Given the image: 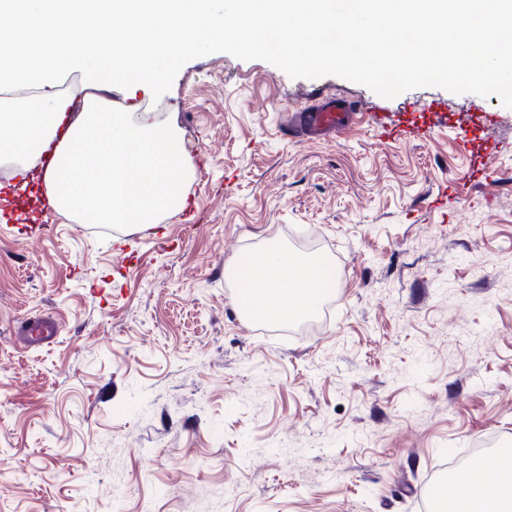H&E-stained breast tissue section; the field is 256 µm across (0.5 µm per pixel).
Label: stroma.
I'll use <instances>...</instances> for the list:
<instances>
[{"label": "stroma", "instance_id": "stroma-1", "mask_svg": "<svg viewBox=\"0 0 512 512\" xmlns=\"http://www.w3.org/2000/svg\"><path fill=\"white\" fill-rule=\"evenodd\" d=\"M322 94L429 131L284 135ZM112 97L177 126L184 202L77 224L18 211L0 165V512H421L446 463L512 441V96L202 39ZM484 112L490 153L455 122ZM307 243L327 313L248 326L230 264ZM47 314L54 343L20 345Z\"/></svg>", "mask_w": 512, "mask_h": 512}]
</instances>
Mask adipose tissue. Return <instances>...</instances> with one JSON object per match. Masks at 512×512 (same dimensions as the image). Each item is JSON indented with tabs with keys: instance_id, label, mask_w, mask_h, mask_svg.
I'll return each mask as SVG.
<instances>
[{
	"instance_id": "obj_1",
	"label": "adipose tissue",
	"mask_w": 512,
	"mask_h": 512,
	"mask_svg": "<svg viewBox=\"0 0 512 512\" xmlns=\"http://www.w3.org/2000/svg\"><path fill=\"white\" fill-rule=\"evenodd\" d=\"M479 24L466 15L448 17V0H388L378 15L354 0L341 15L336 0H237L232 22L216 14L211 0H0V30L29 37L25 54L13 55L0 41V89L26 88L24 105L0 101V159L32 168L46 159L43 181L52 207L81 224L148 223L155 214L181 204L187 163L178 130L166 120L148 122L130 107L102 99L96 84L83 83L61 94L73 64L90 65L107 85H150L162 65L194 47L198 39L235 38L241 45L266 43L290 28L311 33L293 60L306 66L352 58L370 67L361 43L336 46L325 34L339 25L362 32L381 24L392 44L394 65L409 77L467 71L471 81L502 86L512 73V55L494 54L512 0H483ZM413 28L416 41L401 45ZM256 314L273 312L282 321L307 316L324 289L317 263L299 262L273 246L252 258L240 273ZM457 512H503L512 499V459L499 463L498 478L487 486L471 479Z\"/></svg>"
}]
</instances>
